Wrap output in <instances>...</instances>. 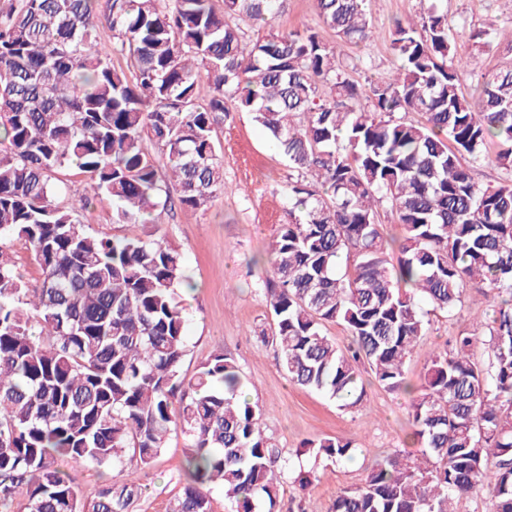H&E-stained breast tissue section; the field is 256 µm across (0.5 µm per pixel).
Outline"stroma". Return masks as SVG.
<instances>
[{
	"instance_id": "35a3bbf8",
	"label": "stroma",
	"mask_w": 512,
	"mask_h": 512,
	"mask_svg": "<svg viewBox=\"0 0 512 512\" xmlns=\"http://www.w3.org/2000/svg\"><path fill=\"white\" fill-rule=\"evenodd\" d=\"M436 6L447 15L448 35L458 56L469 62L461 90L477 100L484 77L512 65V50L498 38L499 33L512 31V0H436ZM420 8L419 0H368L374 38L359 45L338 41L332 30L322 27L314 0H279L270 24L257 23L245 32L254 40L271 33L317 30L324 41L336 45L351 79L362 84L370 78L384 79L399 66L391 34L396 22L418 21ZM474 30L492 33L491 43L470 40ZM215 138L229 190L207 210L159 209L154 223L117 224L111 202L103 201L85 213L84 222L91 233L109 238L164 237L182 255L189 283L182 296L188 344L183 373L193 375L212 354L231 355L247 380L252 401L262 409L265 434L290 463L278 512H291L299 502L329 512L337 492L363 483L373 454L420 458L421 446L412 438V392L421 386L431 356L447 350L458 334L478 333L476 313H491L496 301L488 288L473 282L453 314H430L428 331L405 365L408 391L387 392L367 372L362 405L343 411L324 394L291 383L272 339L267 267L251 263L252 258L266 257L279 226L288 221V166L250 113L231 112L217 126ZM316 438L350 441L352 458L336 464L314 460L304 453L303 443ZM188 453L185 436L174 430L150 467L126 463L122 480L142 489L135 512H167L185 486L182 465ZM310 467L316 468L317 479L307 490H299L294 478L300 469Z\"/></svg>"
}]
</instances>
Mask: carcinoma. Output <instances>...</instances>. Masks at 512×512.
Here are the masks:
<instances>
[{"label":"carcinoma","instance_id":"cac0c4a2","mask_svg":"<svg viewBox=\"0 0 512 512\" xmlns=\"http://www.w3.org/2000/svg\"><path fill=\"white\" fill-rule=\"evenodd\" d=\"M274 4L10 0L0 10V505L133 512L142 489L120 480L125 458L150 466L175 427L192 448L190 482L168 512H211L214 487L232 512H275L281 455L235 359L216 353L182 374L180 253L163 238L92 234L82 220L95 199L114 203L115 224L151 223L160 206L207 209L224 192L214 132L230 97L293 173L265 288L290 382L350 411L364 400V364L399 392L429 325L423 304L451 315L470 282L502 297L484 323L488 366L458 336L431 357L413 399L431 467L376 455L330 512H458L479 486L492 512H512V67L485 78L474 110L447 15L431 4L421 26L392 32L396 76L361 86L315 30L247 45L238 21L269 24ZM316 10L342 41L373 38L366 0H316ZM104 27L109 51L97 42ZM361 97L371 109L353 105ZM489 141L508 177L484 187L460 156L481 158ZM63 168L94 195L54 181ZM383 205L403 230L395 248L377 222ZM14 242L34 252L39 284L4 258ZM326 322L348 330L346 350ZM307 446L316 459L352 456L337 438ZM61 457L112 470V481L87 496Z\"/></svg>","mask_w":512,"mask_h":512}]
</instances>
